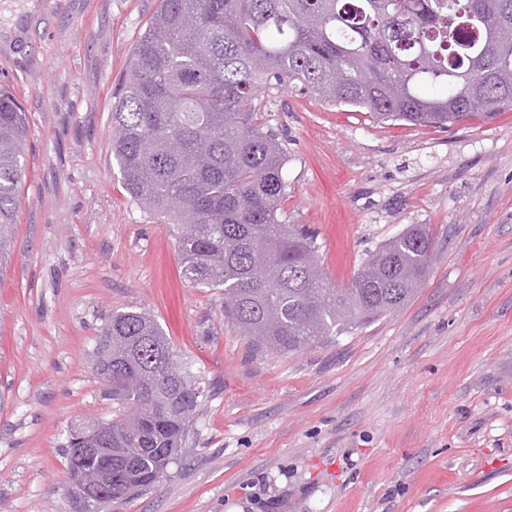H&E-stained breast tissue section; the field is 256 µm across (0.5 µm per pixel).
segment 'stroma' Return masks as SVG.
<instances>
[{"mask_svg":"<svg viewBox=\"0 0 512 512\" xmlns=\"http://www.w3.org/2000/svg\"><path fill=\"white\" fill-rule=\"evenodd\" d=\"M159 0H0V88L27 117L0 269V512H71L63 448L112 416L91 353L129 307L205 394L155 486L112 512H512V111L444 129L379 123L269 81L282 223L327 280L412 224L434 249L397 312L294 353L255 351L224 295L181 274L169 225L127 194L112 105Z\"/></svg>","mask_w":512,"mask_h":512,"instance_id":"stroma-1","label":"stroma"}]
</instances>
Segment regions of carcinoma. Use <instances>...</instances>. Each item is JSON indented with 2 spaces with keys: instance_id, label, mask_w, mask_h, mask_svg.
I'll return each instance as SVG.
<instances>
[{
  "instance_id": "obj_1",
  "label": "carcinoma",
  "mask_w": 512,
  "mask_h": 512,
  "mask_svg": "<svg viewBox=\"0 0 512 512\" xmlns=\"http://www.w3.org/2000/svg\"><path fill=\"white\" fill-rule=\"evenodd\" d=\"M512 0H161L112 106V154L130 197L172 225L182 276L224 293V319L257 350L299 351L403 307L420 288L430 225L369 253L352 286L327 285L317 242L283 224L284 151L262 130L267 79L380 123L449 128L512 110ZM27 122L0 89V266L13 246ZM95 368L112 419L102 450L65 448L70 502L91 512L155 485L186 443L204 388L142 311L109 315ZM111 456L112 468L100 456Z\"/></svg>"
}]
</instances>
